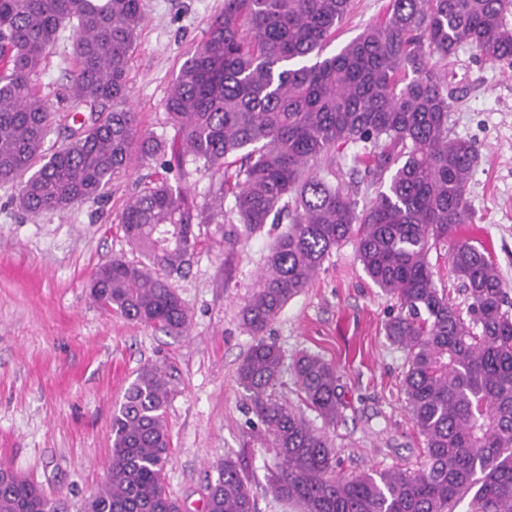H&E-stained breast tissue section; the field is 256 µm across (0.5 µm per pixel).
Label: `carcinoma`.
<instances>
[{"instance_id":"obj_1","label":"carcinoma","mask_w":512,"mask_h":512,"mask_svg":"<svg viewBox=\"0 0 512 512\" xmlns=\"http://www.w3.org/2000/svg\"><path fill=\"white\" fill-rule=\"evenodd\" d=\"M351 3L224 0L165 102L173 160L222 181L205 210L167 180L130 200L119 224L141 259L99 266L91 296L180 334L189 316L169 278L189 264L194 225L228 222L251 235L288 221L241 309L254 343L238 384L249 394L253 430L280 459L267 492L301 512H454L466 498L468 512H512V313L496 264L452 238L473 217L467 186L478 153L450 137L458 97L431 64L465 43L482 61L512 65V0H389L380 21L323 55ZM143 22L142 0H0V183H19L26 213L99 199L134 156L166 153L140 131L130 105L129 63ZM67 26L74 126L69 142L46 155L50 106L35 81ZM349 162L365 166L376 187L360 210L356 183L343 179ZM350 239L365 275L396 307L384 330L406 353L401 391L423 438L415 471L336 475L326 429L340 416L342 385L320 356L298 355L293 371L324 428L271 398L284 355L265 338L267 327ZM440 243L464 310L434 280L429 255ZM169 395L165 371L140 369L112 417L108 479L85 512H181L165 485ZM42 501L31 480L0 466V512H44ZM205 512H257L239 460L218 466Z\"/></svg>"}]
</instances>
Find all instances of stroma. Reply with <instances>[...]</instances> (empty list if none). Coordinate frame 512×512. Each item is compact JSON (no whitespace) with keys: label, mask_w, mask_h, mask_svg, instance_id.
I'll list each match as a JSON object with an SVG mask.
<instances>
[{"label":"stroma","mask_w":512,"mask_h":512,"mask_svg":"<svg viewBox=\"0 0 512 512\" xmlns=\"http://www.w3.org/2000/svg\"><path fill=\"white\" fill-rule=\"evenodd\" d=\"M389 0H353L325 49L332 55L384 15ZM145 21L131 58L129 83L143 133L173 141L164 108L187 49L224 0H143ZM62 41L48 56L40 89L52 120L44 143L53 153L73 125ZM458 90L451 136L472 141L478 163L467 187L471 224L454 236L486 247L512 290V66L476 58L469 45L437 60ZM179 183L206 207L217 179L189 163L134 162L107 188L104 201L31 216L18 209L19 186L0 184V464L30 475L81 512L107 480L112 415L140 368L171 376L167 407L169 491L183 512H204L205 488L225 457L248 456L247 476L258 512H297L266 494L265 477L279 460L246 421L249 399L237 368L254 342L240 310L254 290L275 232L235 237L234 225H196L197 244L184 272L170 279L189 314L181 336L144 326L97 304L92 272L115 258L137 260L118 216L129 200L160 180ZM392 300L364 274L353 242L327 257L305 290L284 307L266 336L286 361L307 351L333 363L343 389V414L329 438L341 472L414 465L421 446L404 408L405 354L384 324Z\"/></svg>","instance_id":"stroma-1"}]
</instances>
